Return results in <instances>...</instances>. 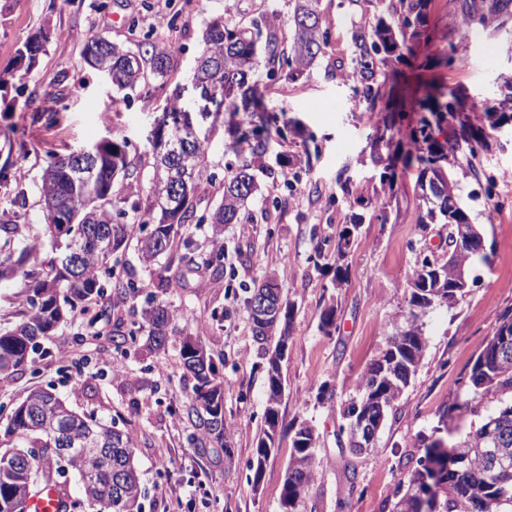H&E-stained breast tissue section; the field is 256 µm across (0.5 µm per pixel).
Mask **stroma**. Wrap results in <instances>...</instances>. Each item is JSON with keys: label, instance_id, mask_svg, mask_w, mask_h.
I'll return each instance as SVG.
<instances>
[{"label": "stroma", "instance_id": "stroma-1", "mask_svg": "<svg viewBox=\"0 0 512 512\" xmlns=\"http://www.w3.org/2000/svg\"><path fill=\"white\" fill-rule=\"evenodd\" d=\"M224 0H193L174 15L169 0H0V73L16 69V51L47 30L48 41L24 79L0 88V218L17 219L30 236L41 234V175L51 156L104 139L126 141L130 156L152 157L153 123L177 87L190 81L209 19ZM330 45L297 81L276 86L266 98L279 109L285 138L266 156L278 167L289 158L288 180L261 177L243 223L224 227V275L214 279L199 267L187 282L159 288L155 268L136 250L120 257L115 275L156 294L175 311L163 356L147 351V331L136 343L115 347L112 326L140 320L144 298L126 302L106 293L110 325L89 314L71 315L53 336L40 340L32 362L0 377V424L12 405L31 391L53 387L77 411L94 413L133 440L141 475L143 512H168L180 496L181 512H281L284 474L292 453L282 436L268 457L260 482L250 462L264 428L265 377L258 366L248 300L268 276H276L294 311L288 355L282 363L283 423L307 421L318 435L317 477L310 512H392L408 459L423 456L421 437L446 430L457 442L483 415L512 402V393L472 397L471 367L501 313L512 308V182L498 181L512 169V30L460 38L458 16L448 0H429L428 24L438 35L402 65L400 92L407 104L423 100L429 81L442 83L463 101L487 100L485 112L464 111L434 125L437 140L460 143L448 160L459 204L482 240L475 260L477 283L452 305L437 306L421 319L426 348L415 374L388 414L375 448L350 451L343 409L356 397L363 373L379 356L393 324L408 312L407 278L427 246L438 245L440 225L420 236L417 171L396 172L387 211L374 198L381 190L375 143L402 136L420 113H398L386 130L382 113L352 107L351 38L361 25L385 16L380 0H321ZM152 33L154 40L180 41V68L152 80L131 98L116 93L82 56L83 42L104 38L127 46ZM456 50L468 60L462 70L419 67V60ZM23 137H15L14 129ZM362 224L346 258L348 278L335 286L336 235L351 216ZM336 309V331L326 333L321 316ZM224 312L222 321L213 311ZM202 337L224 379V427L228 449L203 439L190 415L192 377L180 358L184 337ZM332 393L319 394L322 383ZM473 399L478 415L450 413ZM354 469L347 481L345 469Z\"/></svg>", "mask_w": 512, "mask_h": 512}]
</instances>
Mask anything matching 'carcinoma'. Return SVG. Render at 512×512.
Returning a JSON list of instances; mask_svg holds the SVG:
<instances>
[{
	"label": "carcinoma",
	"mask_w": 512,
	"mask_h": 512,
	"mask_svg": "<svg viewBox=\"0 0 512 512\" xmlns=\"http://www.w3.org/2000/svg\"><path fill=\"white\" fill-rule=\"evenodd\" d=\"M292 4L290 35L282 36L280 20L274 12L259 7L242 8L243 0H224L222 14L212 17L202 35L203 46L192 79L208 82L224 80L223 125L228 134L227 149L236 163L224 174L223 196L215 208L197 214L200 190L212 183L209 172L210 140L190 145L164 162L153 159L148 193L136 187L138 174L127 151L126 142L106 140L87 161L84 179L75 177L72 164L75 153L54 157L42 175L45 206L58 208L60 218L44 215L41 237H29L25 225L1 223L0 279L17 278L23 283L18 299L24 310L15 324L0 331V376L22 370L30 362L38 340L53 334L57 326L78 306L103 298L112 257L136 242L142 261L153 264L164 256L182 229L188 224L212 225L213 247L206 266L219 277L224 274V225L243 221L246 208L259 190L257 172L266 171L263 160L268 153L271 132L281 134L278 116L268 109L261 85L294 81L310 70L329 44L330 31L324 25L320 0H289ZM465 33H498L512 24V0H451ZM425 0H397L390 14L392 22L378 20L370 28L357 30L352 41L353 70L358 75L355 97L371 109L384 96L394 79L389 61L415 57L413 45H430L434 35L425 24ZM105 44L102 57L112 69V86L125 93L137 91L148 78L165 79L179 65L181 53L172 46H160L150 36L139 43L138 51L100 38L87 39L83 53ZM44 51V42L28 40L18 50L19 63L32 67ZM428 108L439 113L463 110L456 99L447 100L444 87L431 84ZM409 147L397 141L393 151L378 156L384 163L381 182L390 179L387 172L401 165L417 167L416 189L425 208L420 210L418 227L427 232L432 224L447 226L448 248L459 254L464 264L480 254L478 234L468 241L453 236L455 224L467 219L459 206L452 181L448 180V144L431 137L429 123L423 119L412 129ZM187 165L196 170L193 182L184 185L175 180L178 170ZM353 221L336 237V283L346 281L348 268L342 265L350 251V230H358ZM50 245L55 257L43 268L40 261L44 245ZM445 267L448 259L424 256L416 264L409 282L410 316L397 325L385 348L364 374L355 400L343 411L348 438H353V420L368 413L385 420L408 385L421 360L426 339L419 318L435 305L451 304L464 291L432 279L431 266ZM259 289L273 293L283 304L278 322L249 315L252 334L263 360L267 399L266 428L257 440L254 460L266 458L275 446L280 427L279 404L282 397V367L267 357L285 345L291 324L292 305L283 299L281 288L271 279ZM175 312L164 302L153 301L142 309L149 325L147 349L165 350L169 326ZM508 339L512 345V310L504 312L492 336L475 361L470 383L474 395H495L512 391V348L497 351L498 343ZM183 367L191 373V409L204 435L225 452L224 382L216 376L211 354L198 338L185 339L180 347ZM292 434V454L281 494V512H306L307 497L316 478L317 437L312 427L301 422L288 426ZM94 441L103 449L104 459L95 471L88 470L83 448ZM0 512H24L26 500L40 485L66 488L67 474L73 472L82 498L73 508L85 506L92 512H143L142 488L134 464L131 437L117 429L81 414L48 389H37L16 403L10 411L0 444ZM42 448L44 453L30 466L24 453ZM58 448L72 452L61 455ZM425 456L408 474V488L398 499L394 512H421L419 492L435 490V512H509L512 509V404L499 407L485 416L465 439L440 448L425 444Z\"/></svg>",
	"instance_id": "obj_1"
}]
</instances>
